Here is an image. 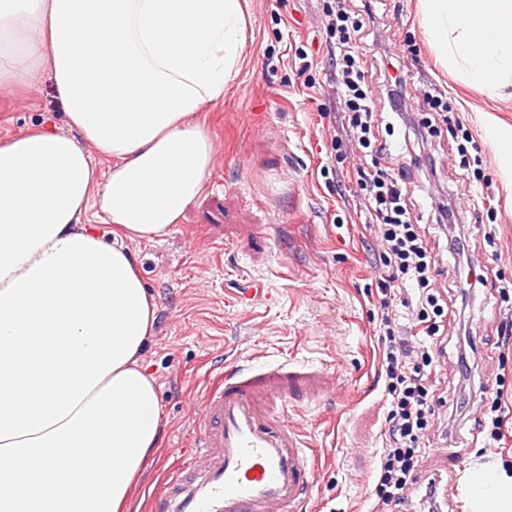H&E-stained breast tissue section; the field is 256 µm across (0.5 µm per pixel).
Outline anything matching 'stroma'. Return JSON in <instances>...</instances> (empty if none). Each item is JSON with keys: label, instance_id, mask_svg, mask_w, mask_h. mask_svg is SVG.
Wrapping results in <instances>:
<instances>
[{"label": "stroma", "instance_id": "stroma-1", "mask_svg": "<svg viewBox=\"0 0 512 512\" xmlns=\"http://www.w3.org/2000/svg\"><path fill=\"white\" fill-rule=\"evenodd\" d=\"M322 0H247V39L238 76L221 103L200 114L216 148L203 193L179 224L156 242L130 249L155 302V327L142 365L158 387L162 431L128 512H141L172 452L200 422V389L208 370L235 361L307 364L334 375L322 399L300 401L294 420L317 449L322 467L310 512H370L371 492L385 446L389 399L381 374L382 344L376 283L384 271L375 260L377 241L364 200L352 178L361 156L339 157L332 148L342 133V112L328 76L329 45L321 22ZM378 14H401L402 25L382 33L386 44L417 45L406 63L408 85L432 82L452 106L433 138L438 175L431 189L397 139L393 170H406L417 215L446 203L459 221L474 226L475 255L512 284V187L502 179L496 148L485 124L512 126V85L494 98L460 82L436 61L420 27L418 0H380ZM313 66L306 76L291 66L296 48ZM54 83L43 79L15 104H0V134H17L62 117ZM467 129L480 147V169L490 185L466 184L456 166L457 133ZM496 246L480 244L484 233ZM244 288L261 289L251 302ZM497 301L470 298L469 335L484 345L478 372L512 377V348L497 346ZM507 364H500V356ZM505 437L490 440L476 427L475 404L459 426L439 420L433 451L418 467V482L405 493L406 512H419L429 479L440 470L436 449L461 458L452 481L461 484L476 457L512 454V388L504 393Z\"/></svg>", "mask_w": 512, "mask_h": 512}]
</instances>
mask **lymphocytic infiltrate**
<instances>
[{"instance_id": "f902f5d3", "label": "lymphocytic infiltrate", "mask_w": 512, "mask_h": 512, "mask_svg": "<svg viewBox=\"0 0 512 512\" xmlns=\"http://www.w3.org/2000/svg\"><path fill=\"white\" fill-rule=\"evenodd\" d=\"M325 29L331 49L337 50L335 70L343 88L341 109L347 134L358 142L370 166L360 168L354 193L368 203L370 222L380 241L379 264L386 275L377 292L383 325L382 367L385 390L390 398L387 413V446L380 457L378 480L372 494L374 512H400L404 493L416 480V467L429 442V435L446 401L433 376L438 355L455 345L459 363H467L464 343H451L448 325L457 300L488 287V271L468 262L466 235L456 236L452 249L465 265L454 289H446L436 278L438 254L429 228L419 225L413 203L384 164L392 156L387 133L393 123L384 116L396 112L408 94L406 81L388 70H374L378 22L373 0H324ZM415 291L411 332L416 344L401 334L392 308L393 287Z\"/></svg>"}]
</instances>
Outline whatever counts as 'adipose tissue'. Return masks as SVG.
Here are the masks:
<instances>
[{
    "mask_svg": "<svg viewBox=\"0 0 512 512\" xmlns=\"http://www.w3.org/2000/svg\"><path fill=\"white\" fill-rule=\"evenodd\" d=\"M419 3L444 67L491 95L512 82V0ZM245 45L241 0H0V96L47 69L64 107L0 138V512H122L143 473L155 304L127 245L203 192L197 114ZM462 492L467 512H512V464L475 463Z\"/></svg>",
    "mask_w": 512,
    "mask_h": 512,
    "instance_id": "ef3b65f1",
    "label": "adipose tissue"
}]
</instances>
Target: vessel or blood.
Masks as SVG:
<instances>
[{"label":"vessel or blood","mask_w":512,"mask_h":512,"mask_svg":"<svg viewBox=\"0 0 512 512\" xmlns=\"http://www.w3.org/2000/svg\"><path fill=\"white\" fill-rule=\"evenodd\" d=\"M333 383L304 365L218 368L201 400V428L152 512H303L318 462L292 411Z\"/></svg>","instance_id":"obj_1"}]
</instances>
